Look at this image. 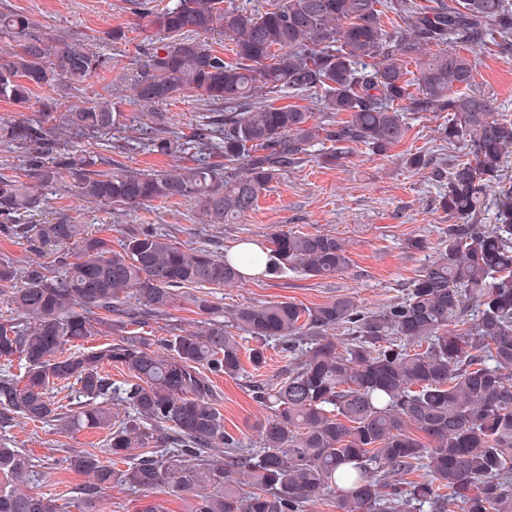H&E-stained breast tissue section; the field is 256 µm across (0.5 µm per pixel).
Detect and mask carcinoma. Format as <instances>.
Masks as SVG:
<instances>
[{
  "instance_id": "obj_1",
  "label": "carcinoma",
  "mask_w": 512,
  "mask_h": 512,
  "mask_svg": "<svg viewBox=\"0 0 512 512\" xmlns=\"http://www.w3.org/2000/svg\"><path fill=\"white\" fill-rule=\"evenodd\" d=\"M227 2L169 0L156 13L148 0H126L154 42L129 104L153 126V152L193 165L112 170L109 157L65 150L61 135L74 128L108 136L124 125L110 96L69 109L62 126L0 122V138L29 155L19 170L0 171V231L56 253L54 264L26 270L0 261V292L14 311L0 320V359L24 362L20 378L0 373V418L109 431L108 452L126 469L88 452L65 460L92 478L79 491L81 512H99L100 495L125 485L187 494L192 512H305L327 497L336 512H512V189L499 191L495 222H483L512 148V120L494 116V95L476 86L474 60L458 50L486 45L492 26L497 52H512V0H388L389 34L380 0H272L260 14ZM212 33L232 45L234 61L212 48ZM413 54L411 72L401 56ZM107 68L83 36H53L0 9V102L26 107L37 89L64 94ZM286 90L314 92L311 105L275 104ZM185 93L228 112L186 135L163 111ZM408 112L448 113L441 138L462 155L433 170L446 181L439 205L456 223L442 229L404 297L375 311L348 295L315 307L268 301L225 311L207 292L245 281L254 265L334 277L349 256L333 234L280 230L259 253L227 256L138 228L114 252L66 209L24 222L44 211L46 188L59 186L87 207L193 199L204 223L241 224L312 143L331 142L337 159L354 144L384 154L406 139ZM184 288L201 289L190 298L205 316L196 329L157 349L149 337L121 336L67 351L98 325L113 330L167 312ZM471 311L466 329L451 328ZM227 322L257 343L255 369L273 340L298 355L279 382L254 386L271 414L257 430L260 452L243 459L211 389L212 377L245 372ZM339 329L348 336L333 335ZM112 365L131 381L113 382ZM71 379L86 401L64 412L50 388ZM114 400L125 406L121 417ZM166 441L173 450L158 458L133 453ZM219 448L224 459L210 457ZM244 467L252 491L235 478ZM33 468L0 441V512H62L57 500L25 490ZM418 470L419 480L388 481Z\"/></svg>"
}]
</instances>
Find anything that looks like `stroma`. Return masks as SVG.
I'll return each mask as SVG.
<instances>
[{"label":"stroma","mask_w":512,"mask_h":512,"mask_svg":"<svg viewBox=\"0 0 512 512\" xmlns=\"http://www.w3.org/2000/svg\"><path fill=\"white\" fill-rule=\"evenodd\" d=\"M3 4L34 18L49 33L86 35L97 51L109 57L108 71L83 84L73 104H82L106 87L130 89L144 52L101 40L103 32L116 26L140 32L143 22L127 10L125 0H0ZM469 55L475 61L478 86L494 94L499 116L512 120V53L473 49ZM444 120V115L433 112L410 115L408 138L382 155L358 145L348 158L331 161L327 158L330 144L311 148L297 167L269 184L243 224L199 223L197 205L186 199L159 200L134 211L105 210L81 207L78 200L61 197L55 189L46 192L48 205L43 217L51 219L65 205L81 209L90 231L107 239L116 252L131 228L141 224L152 225L183 246L208 247L221 253L250 240L266 242L280 229L296 234L330 233L348 244L350 265L345 273L328 279L299 270L277 276L262 274L237 286L214 289L213 300L226 310L282 300L313 307L347 294L360 306L375 309L401 299L425 266L427 250L411 248L410 239L418 237L429 247L436 246L441 229L451 222L438 205L442 183L434 180L430 170H414L403 161L406 154L415 152L434 160L448 156L447 144L437 137ZM147 142L144 125L130 118L126 127L109 139L85 130L71 131L68 147L111 157L116 168L161 171L177 166V159L152 153ZM198 320L195 307L185 299L168 314L149 319L140 330L160 340L195 329ZM267 357L261 370L213 380L224 429L239 440L240 451L247 456L259 453L257 430L271 414L254 399L253 387L280 381L289 363L287 353L275 341L270 342ZM1 436L34 459L36 472L28 483L29 492L55 498L63 512H80L78 489L90 478L56 468L55 461L72 452L103 454L107 430H66L50 422L18 417L8 428H0ZM189 506L188 497L177 493L127 486L113 488L100 500L101 512H189Z\"/></svg>","instance_id":"1"}]
</instances>
